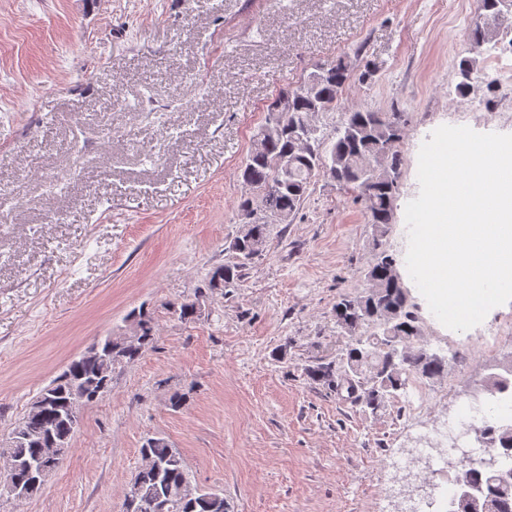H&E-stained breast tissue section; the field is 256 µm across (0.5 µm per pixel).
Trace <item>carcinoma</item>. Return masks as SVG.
Listing matches in <instances>:
<instances>
[{
    "mask_svg": "<svg viewBox=\"0 0 512 512\" xmlns=\"http://www.w3.org/2000/svg\"><path fill=\"white\" fill-rule=\"evenodd\" d=\"M509 0H481V13L470 30L472 42L480 47L499 34V20ZM350 80L348 66L339 61L328 66V73L312 93L297 96V88L280 91L269 104L272 112L278 102L286 98L291 104L288 118L277 127L263 125L261 145L251 150L241 169L243 182L256 191L270 190L268 213L259 221L245 224L241 233L230 244L237 262L221 265L210 273L209 286L230 288L242 277L248 261L263 251L267 243L269 225L283 222L298 211L304 201L311 179L322 174L336 183L357 192L355 199L365 205L374 228L375 244L388 231L393 217L396 194L394 177L400 158L395 144L401 138L403 126L396 112L354 110L349 113L344 129L336 132L327 146L320 130L309 123L312 112H330ZM328 156L334 164L322 167V158ZM375 162L372 181L362 176L364 162ZM395 259L383 255L366 272V280L374 281L378 292L371 303L362 296H344L334 308L336 325L350 337L341 350L340 367L318 364L308 368L314 381H336V387L346 388L352 399L373 412L407 391L409 380L416 376L434 380L443 365L419 348L409 346L420 326L410 310L408 300L391 291L387 276ZM395 311L396 335L406 347L394 351L386 349L380 332L367 333L364 328L377 325L371 308ZM137 330L139 340L126 345L117 336L101 340L103 354L86 355L72 360L61 375L39 394L46 407L40 411L29 406L14 428L15 437L7 448L9 475L18 485L28 486L37 476L36 464L48 438H53L67 452L73 436L68 412L74 404L89 403L101 383L112 385V369L122 363L137 360L156 342V327L148 313L138 310L128 315ZM153 465L142 467L132 479L139 493L138 512H218L210 498L211 492L193 485L183 493L177 489L190 479L189 470L181 453L162 438L150 437L140 448ZM489 459L478 466L463 464L462 475L481 496L495 504V512H512V468L497 467L500 478L493 474L488 460H499L497 453L488 451Z\"/></svg>",
    "mask_w": 512,
    "mask_h": 512,
    "instance_id": "1",
    "label": "carcinoma"
}]
</instances>
